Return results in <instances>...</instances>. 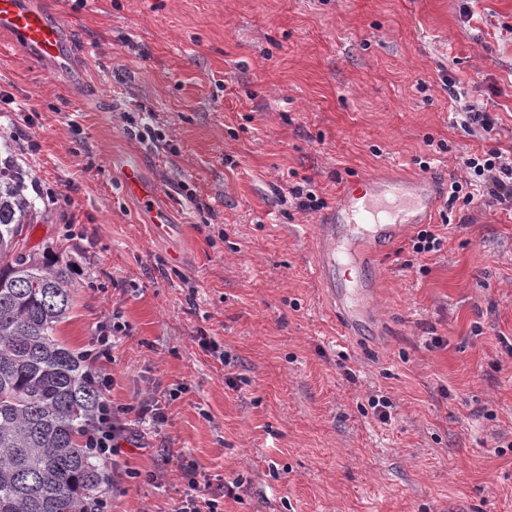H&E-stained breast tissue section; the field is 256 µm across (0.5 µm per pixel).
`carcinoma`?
<instances>
[{
  "label": "carcinoma",
  "mask_w": 512,
  "mask_h": 512,
  "mask_svg": "<svg viewBox=\"0 0 512 512\" xmlns=\"http://www.w3.org/2000/svg\"><path fill=\"white\" fill-rule=\"evenodd\" d=\"M34 211L0 165V512H90L104 477L81 437L101 393L56 336L74 287L63 259L24 249Z\"/></svg>",
  "instance_id": "cac0c4a2"
}]
</instances>
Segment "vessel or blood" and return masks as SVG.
<instances>
[{
    "label": "vessel or blood",
    "mask_w": 512,
    "mask_h": 512,
    "mask_svg": "<svg viewBox=\"0 0 512 512\" xmlns=\"http://www.w3.org/2000/svg\"><path fill=\"white\" fill-rule=\"evenodd\" d=\"M0 31L37 61L58 68L70 64L66 22L57 13L33 7L29 0H0ZM126 191L153 213L158 232H168L166 212L156 204L157 189L134 161L123 166ZM443 191L429 177H368L344 186L331 209L315 226L317 258L312 276L348 335L375 323L377 288L366 272L381 260L387 247L405 232L429 223Z\"/></svg>",
    "instance_id": "b4317fda"
}]
</instances>
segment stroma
<instances>
[{
	"label": "stroma",
	"mask_w": 512,
	"mask_h": 512,
	"mask_svg": "<svg viewBox=\"0 0 512 512\" xmlns=\"http://www.w3.org/2000/svg\"><path fill=\"white\" fill-rule=\"evenodd\" d=\"M42 3L86 77L0 33V157L35 201L30 245L71 265L60 340L80 355L113 312L126 324L111 512H174L187 468L236 484L223 512H512V211L483 187L440 206L439 250L394 245L381 319L349 339L310 276L319 214L284 200L512 155V0ZM471 106L496 138L462 128ZM145 110L171 150L126 122ZM128 157L169 233L126 194ZM147 400L161 432L135 415Z\"/></svg>",
	"instance_id": "35a3bbf8"
}]
</instances>
